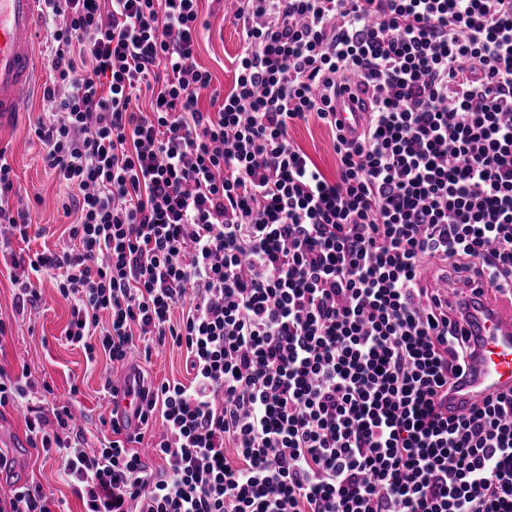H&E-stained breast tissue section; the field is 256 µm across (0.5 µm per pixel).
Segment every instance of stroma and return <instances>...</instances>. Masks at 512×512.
Returning <instances> with one entry per match:
<instances>
[{
  "mask_svg": "<svg viewBox=\"0 0 512 512\" xmlns=\"http://www.w3.org/2000/svg\"><path fill=\"white\" fill-rule=\"evenodd\" d=\"M199 10L205 27L199 37L196 61L211 72L213 87L228 91L241 31L226 17L227 7L222 0H200ZM36 52L40 87L18 119L0 126V149L5 150L15 173L10 203L16 209L33 210L35 235L29 241L13 244L15 252L26 256L62 247L68 241L66 228L76 220L62 207L68 189L45 167L40 144L30 132L31 124L49 109L42 92L50 80L44 64V45H37ZM290 137L326 174L335 175L334 134L328 126L312 119L293 128ZM12 273V267L0 261V321L6 325L0 334V369L12 376L28 370L33 386L17 406L0 408V453L9 463L7 469L0 471V498L9 497L14 487L38 485L52 494L62 512H83L81 502L60 476L57 453L46 454L31 447L25 420L31 411L48 410L53 402L76 395L74 410L85 445L103 447L111 436L109 428L101 423L109 413V397L103 390L106 361L101 356L89 361L83 348L62 340L70 318V303L51 279L39 284L38 301L21 310L17 307ZM133 361L153 382L187 379L178 349L168 346L148 358L137 354Z\"/></svg>",
  "mask_w": 512,
  "mask_h": 512,
  "instance_id": "obj_1",
  "label": "stroma"
}]
</instances>
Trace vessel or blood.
<instances>
[{"instance_id":"b4317fda","label":"vessel or blood","mask_w":512,"mask_h":512,"mask_svg":"<svg viewBox=\"0 0 512 512\" xmlns=\"http://www.w3.org/2000/svg\"><path fill=\"white\" fill-rule=\"evenodd\" d=\"M38 2L0 0V123L20 112L35 81ZM336 123L342 134L352 138L365 128L367 114L345 93L336 101ZM483 292L472 327L478 352L466 364L463 383L448 398L452 415L466 413L487 397L512 391V300L498 303L494 287L488 284Z\"/></svg>"}]
</instances>
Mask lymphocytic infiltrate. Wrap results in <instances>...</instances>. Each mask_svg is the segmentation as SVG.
<instances>
[{"label": "lymphocytic infiltrate", "instance_id": "obj_1", "mask_svg": "<svg viewBox=\"0 0 512 512\" xmlns=\"http://www.w3.org/2000/svg\"><path fill=\"white\" fill-rule=\"evenodd\" d=\"M236 2L208 112L198 0H42L55 110L31 131L78 218L71 247L13 259L19 298L53 279L88 359L170 344L190 380L135 377L162 472L114 410L104 447L67 404L27 418L31 444L84 512H512V396L445 409L477 279L512 295V0ZM347 82L368 123L330 179L290 131L335 126ZM13 176L0 149L25 240Z\"/></svg>", "mask_w": 512, "mask_h": 512}]
</instances>
